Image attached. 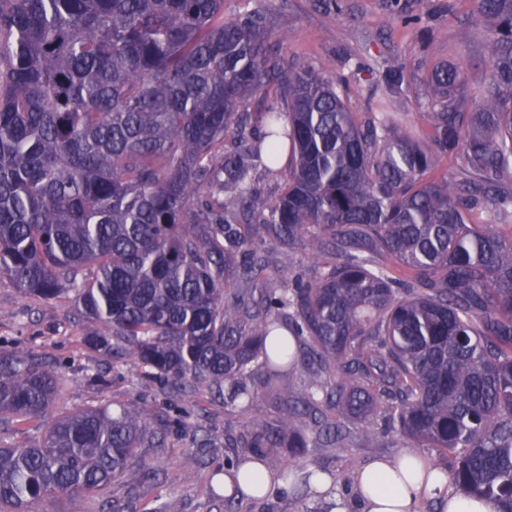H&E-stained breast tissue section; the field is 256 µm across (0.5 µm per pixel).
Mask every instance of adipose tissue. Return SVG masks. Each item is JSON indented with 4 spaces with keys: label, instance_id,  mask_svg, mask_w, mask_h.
Segmentation results:
<instances>
[{
    "label": "adipose tissue",
    "instance_id": "1",
    "mask_svg": "<svg viewBox=\"0 0 512 512\" xmlns=\"http://www.w3.org/2000/svg\"><path fill=\"white\" fill-rule=\"evenodd\" d=\"M448 484L443 467L409 453L367 461L345 490L319 473L307 481L311 498L332 503V512H422L426 503L433 504L436 512H500L499 502L456 493ZM236 487L248 499L260 500L286 489L287 484L246 457L224 472L225 491Z\"/></svg>",
    "mask_w": 512,
    "mask_h": 512
}]
</instances>
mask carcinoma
<instances>
[{"label": "carcinoma", "mask_w": 512, "mask_h": 512, "mask_svg": "<svg viewBox=\"0 0 512 512\" xmlns=\"http://www.w3.org/2000/svg\"><path fill=\"white\" fill-rule=\"evenodd\" d=\"M486 89L464 62L422 81V143L350 109L344 79L285 63L264 14L224 0H0V275L73 296L104 387L128 365L240 415L224 445L434 448L451 484L512 512V0H471ZM274 95L256 122L239 112ZM450 155L459 174L437 176ZM288 157L278 197L252 172ZM273 241L276 252L265 244ZM301 254L308 268L269 270ZM285 332L294 345L278 339ZM301 366L303 389L277 385ZM60 366L0 338V512L105 488L147 436L139 411L54 414ZM274 415H251L260 390ZM377 413L384 427H358ZM190 448L208 433L176 418Z\"/></svg>", "instance_id": "cac0c4a2"}]
</instances>
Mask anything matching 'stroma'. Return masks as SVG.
<instances>
[{
	"mask_svg": "<svg viewBox=\"0 0 512 512\" xmlns=\"http://www.w3.org/2000/svg\"><path fill=\"white\" fill-rule=\"evenodd\" d=\"M332 1L224 0V18L231 21L246 12L263 13L271 40L285 58L326 67L329 79H346L352 111L397 113L405 130L426 140L430 134L424 117L428 98L422 83L395 82L390 72L401 64L425 72L439 61L483 63L489 40L469 0H336L341 5L337 11ZM405 14L421 16L423 27L433 35L431 44H424L402 26ZM83 330L70 297L53 301L26 297L8 278L0 277V336L21 337L29 349L70 361L56 410L100 403L131 405L141 412L148 432L163 434L164 446L144 443L130 460L132 468L155 474L154 479L141 483L139 505L157 507L173 496L180 501L182 512H220L205 481L208 471L223 467V449H211L204 467L185 464L186 444L180 431L168 425V403L135 368L128 366L111 374L106 389L90 386L86 376L100 358L82 344ZM400 454L397 448H312L298 463L333 472L344 488L353 471L370 458Z\"/></svg>",
	"mask_w": 512,
	"mask_h": 512,
	"instance_id": "35a3bbf8",
	"label": "stroma"
}]
</instances>
